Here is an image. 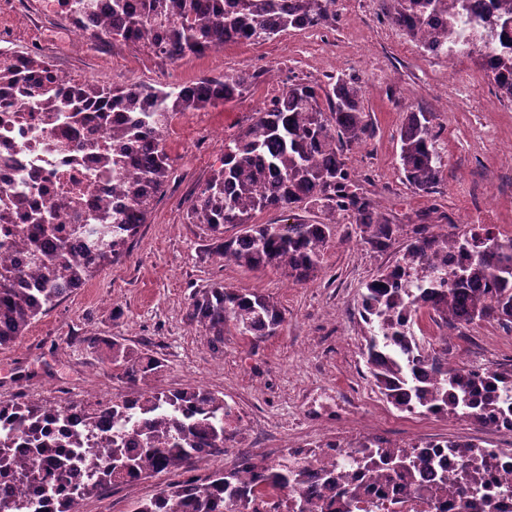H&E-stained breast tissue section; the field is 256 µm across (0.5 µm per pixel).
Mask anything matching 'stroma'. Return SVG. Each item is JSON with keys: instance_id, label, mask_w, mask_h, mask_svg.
<instances>
[{"instance_id": "obj_1", "label": "stroma", "mask_w": 512, "mask_h": 512, "mask_svg": "<svg viewBox=\"0 0 512 512\" xmlns=\"http://www.w3.org/2000/svg\"><path fill=\"white\" fill-rule=\"evenodd\" d=\"M43 0H0V47L39 52L78 80L105 86L132 82L181 85L232 71L253 73L234 100L174 116L164 131L170 176L146 224L122 259L97 272L16 342L0 348V398L16 402L119 399L130 386L113 370L105 346L117 340L152 354L162 370L142 382L150 389L204 385L235 403L244 426L237 444L199 462L202 470L229 469L244 453L276 460L279 441L318 440L357 430L394 444L431 434L459 438L467 419L454 422L410 414L387 403L371 382L361 352L363 322L357 302L366 283L397 263L409 237L399 234L380 251L365 244L348 216L314 280L295 282L268 268L249 271L209 253L187 207L221 165L224 142L253 120L265 101L299 80L321 86L355 76L373 134L348 152L364 192L394 224H511V156L496 142L512 139V103L483 111L494 96L480 56L458 69L425 56L409 38L391 37L388 0H336L325 26L288 30L260 44L230 43L171 63L110 40L77 36L68 16L42 12ZM437 116L448 163L434 193L415 192L399 170L398 130L410 111ZM221 284L272 297L286 321L272 336L230 333L213 349L186 318L192 293ZM98 337L91 347L89 337ZM448 357L463 364L512 368V346L500 327L480 322L448 332ZM166 475L110 486L89 499L88 512H112L164 487Z\"/></svg>"}]
</instances>
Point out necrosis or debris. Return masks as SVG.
<instances>
[{
    "label": "necrosis or debris",
    "instance_id": "obj_1",
    "mask_svg": "<svg viewBox=\"0 0 512 512\" xmlns=\"http://www.w3.org/2000/svg\"><path fill=\"white\" fill-rule=\"evenodd\" d=\"M471 8L464 36L448 43L449 64L462 65L474 55L491 64L504 49L502 37L489 36L483 26L484 17L495 8L493 0H471ZM94 143L111 145V120H94L74 127L55 112H32L18 104L0 111V203L18 189L39 205L60 198L72 203L59 220L46 225L41 233L21 215L14 223L0 224V265L9 268L18 282L28 279L30 264L25 245L31 238L43 243L65 238L72 255L86 257L89 239L76 230L79 216L112 204L111 172L88 158ZM471 442L495 461L493 469L477 485L475 499L490 500V507L483 512H512V448L500 447L480 436L472 437ZM361 444V438L345 436L312 448L296 443L292 450L316 475L330 463L340 464L357 457ZM341 489L355 495V512H439L437 504L399 484H381L372 469L360 470L354 481L342 482Z\"/></svg>",
    "mask_w": 512,
    "mask_h": 512
}]
</instances>
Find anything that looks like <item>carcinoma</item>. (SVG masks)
Returning <instances> with one entry per match:
<instances>
[{
	"label": "carcinoma",
	"mask_w": 512,
	"mask_h": 512,
	"mask_svg": "<svg viewBox=\"0 0 512 512\" xmlns=\"http://www.w3.org/2000/svg\"><path fill=\"white\" fill-rule=\"evenodd\" d=\"M109 18L97 16L98 0H71L69 17L89 40L104 37L146 50L170 62L201 55L226 43H262L288 29L325 25L336 0H109ZM499 12L486 20L487 28L512 25V0H497ZM470 12L469 0H391L389 20L403 29L427 55L448 45L454 22ZM25 70L0 71V101L21 102L40 112H118L112 126V152L97 161L112 172V199L128 206H112L84 216L95 224L91 254L78 259L66 241L29 244L33 269L21 287L15 277L0 270V346L16 341L32 322L101 268L119 261L128 241L146 223L153 202L169 176L168 156L161 139L178 112H193L238 96L253 81L245 72L222 78L169 87L127 84L107 87L95 81L66 78L63 88L51 79L53 65L35 55L21 56ZM512 55L499 58L489 79L500 99L512 103ZM373 133L363 105L361 87L352 77L336 78L332 88L290 83L271 97L257 117L224 143L221 167L191 200L187 219L202 226L209 249L248 270L274 268L298 283L321 270L324 252L335 235L336 213L344 212L359 229L360 238L374 249L390 247L400 226L355 190V175L346 153ZM400 165L405 180L416 191L431 194L442 181L447 163L439 147L435 116L409 112L399 131ZM316 210L319 220L288 224H254L256 212L268 209ZM67 209L57 202L36 215V223L52 224ZM238 229L224 237V227ZM443 246L466 251L459 233L433 231L422 224L413 230L402 255L403 263L437 265V237ZM396 270L382 272L362 296L361 319L367 328L362 356L374 385L387 402L401 411L443 418L463 417L484 423V413L471 410L477 384L488 390L512 388V368L475 367L466 371L448 363V337L419 344L409 334L410 324L397 319L402 308L413 318L422 307L440 327L459 328L477 321H494L512 331V253L493 243L460 267V288L418 287L405 299L387 287ZM187 320L210 343L224 344L233 330L244 336H272L285 323L278 304L268 296L236 288H201L190 298ZM107 358L121 378L135 386L120 401L100 403L86 411L90 429L105 425L133 431L139 448L128 446L120 433L103 443L106 466L90 468L79 455L60 448L73 442L63 428L62 403L41 400L26 403L0 401V422L9 420L35 441L31 456L41 461L37 470L0 442V512H28L32 500L22 487L47 484L59 493V512H78L87 500L98 498L108 486L172 474L175 480L154 497L140 501L134 512H258L257 501L271 491L291 492L290 512H327V495L336 496L340 475L336 467L323 470L319 484L296 456L274 462L244 454L229 470L200 472L195 463L224 452L239 441L240 415L224 393L188 384L173 390H143L139 382L160 371L161 361L132 350L119 341L108 345ZM428 372L427 381L419 373ZM61 428L54 435L48 424ZM429 451L416 445L402 448L375 442L369 454L347 465L375 466L387 482L415 487L414 474L432 464ZM488 468L480 458L460 474L440 472L426 489L427 498L450 501L469 509V491L479 472Z\"/></svg>",
	"instance_id": "obj_1"
}]
</instances>
